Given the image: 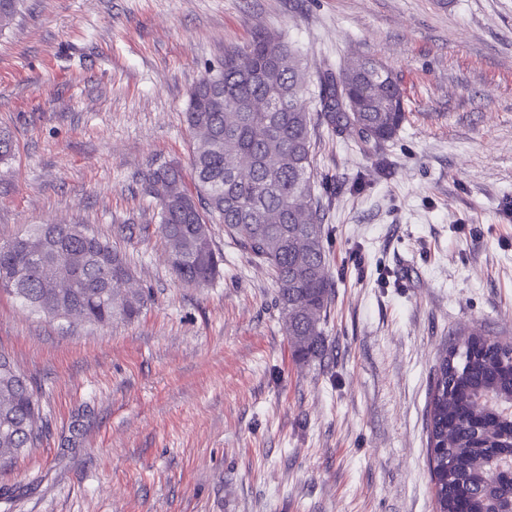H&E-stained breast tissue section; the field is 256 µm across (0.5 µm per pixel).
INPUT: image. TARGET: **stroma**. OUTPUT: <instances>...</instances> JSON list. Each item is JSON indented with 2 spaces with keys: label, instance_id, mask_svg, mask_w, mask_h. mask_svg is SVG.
<instances>
[{
  "label": "stroma",
  "instance_id": "1",
  "mask_svg": "<svg viewBox=\"0 0 512 512\" xmlns=\"http://www.w3.org/2000/svg\"><path fill=\"white\" fill-rule=\"evenodd\" d=\"M260 31L313 72L381 63L405 101L382 174L316 127L335 293L307 364L223 225V275L174 276L142 184L189 170L190 90ZM0 130V243L82 224L149 292L100 326L0 291L42 432L0 471V512H433L438 354L460 333L512 343V0H24L0 31Z\"/></svg>",
  "mask_w": 512,
  "mask_h": 512
}]
</instances>
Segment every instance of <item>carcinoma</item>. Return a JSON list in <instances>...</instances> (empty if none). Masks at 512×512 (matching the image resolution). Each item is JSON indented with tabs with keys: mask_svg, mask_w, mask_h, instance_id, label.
I'll use <instances>...</instances> for the list:
<instances>
[{
	"mask_svg": "<svg viewBox=\"0 0 512 512\" xmlns=\"http://www.w3.org/2000/svg\"><path fill=\"white\" fill-rule=\"evenodd\" d=\"M21 2L0 0V31ZM185 117L197 140L194 190L172 166L143 178L172 271L194 286L220 276L224 254L210 229L218 220L244 253L272 272L295 359L323 357L321 320L333 300V280L323 178L314 166L315 125L320 117L362 151L381 149L405 119L396 76L361 60L325 66L312 84L297 48L258 33L245 48L225 51L218 68L206 69ZM125 277H131L125 256L81 224H32L0 244V290L37 313L57 308L90 324L132 319L145 295L123 287ZM486 391L512 403V344L470 333L448 346L435 366L427 412L435 512H512V480L493 472L494 459L512 453V416L488 410ZM38 415L33 389L0 353V469L37 447Z\"/></svg>",
	"mask_w": 512,
	"mask_h": 512,
	"instance_id": "obj_1",
	"label": "carcinoma"
}]
</instances>
